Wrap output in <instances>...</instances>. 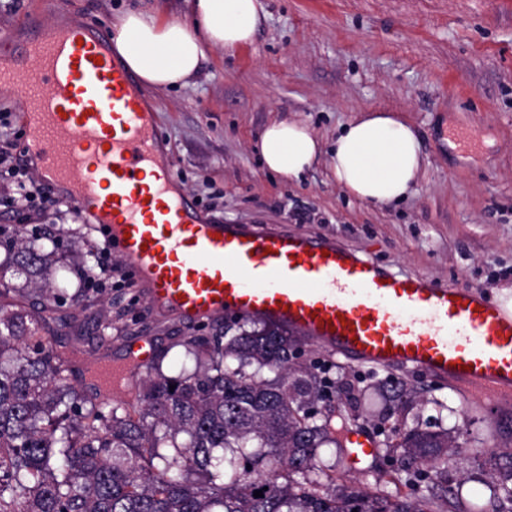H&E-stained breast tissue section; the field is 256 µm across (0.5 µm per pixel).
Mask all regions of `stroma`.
<instances>
[{
  "label": "stroma",
  "instance_id": "stroma-1",
  "mask_svg": "<svg viewBox=\"0 0 512 512\" xmlns=\"http://www.w3.org/2000/svg\"><path fill=\"white\" fill-rule=\"evenodd\" d=\"M267 16L253 41L231 51L206 47L188 85L143 88L157 132L171 149L181 188L214 223L244 224L259 232L321 238L379 262L391 271L424 275L443 285L479 286L491 299L512 295V0H265ZM135 9L165 20L188 15L189 0H61L47 22L74 20L111 29ZM23 94L0 87V147L26 155L19 121ZM366 111L397 115L416 128L424 173L399 203L373 207L343 191L325 160L296 180L269 173L255 145L281 120L307 125L329 151L340 129ZM474 138L460 142L461 134ZM55 226L59 286L80 284L72 242L97 250V225L77 214L22 212L0 199V225ZM80 249V250H81ZM112 260L114 284L91 290L87 306L50 312L45 324L70 380L95 403L136 409L146 369L104 388L99 363L127 365L129 346L147 341L164 354L163 368L193 369L185 342L223 334L229 316L191 321L153 310L141 286ZM74 318L73 328L60 322ZM299 360L329 367L350 386L327 407L335 422L370 432L385 407L377 390L385 377L417 392L422 419L441 422L458 447L448 479L462 485V502L489 512L490 491L474 479L476 450L493 452L512 441V403L487 405L476 393L424 372L380 369L349 361L306 338ZM337 481L375 485L400 463L375 457L351 469L338 449L321 452Z\"/></svg>",
  "mask_w": 512,
  "mask_h": 512
}]
</instances>
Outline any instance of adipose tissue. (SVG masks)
<instances>
[{
  "mask_svg": "<svg viewBox=\"0 0 512 512\" xmlns=\"http://www.w3.org/2000/svg\"><path fill=\"white\" fill-rule=\"evenodd\" d=\"M192 13L189 24L129 10L114 23V50L144 86L187 85L200 68L205 46L232 50L251 43L265 7L262 0H193ZM256 150L270 172L297 179L317 159L320 142L308 126L278 121L264 129ZM327 164L340 187L373 206L405 199L424 172L415 128L376 111L343 128Z\"/></svg>",
  "mask_w": 512,
  "mask_h": 512,
  "instance_id": "1",
  "label": "adipose tissue"
}]
</instances>
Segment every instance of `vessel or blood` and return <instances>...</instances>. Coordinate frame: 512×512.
Instances as JSON below:
<instances>
[{"label": "vessel or blood", "instance_id": "1", "mask_svg": "<svg viewBox=\"0 0 512 512\" xmlns=\"http://www.w3.org/2000/svg\"><path fill=\"white\" fill-rule=\"evenodd\" d=\"M23 28L0 84L24 93L38 179L99 225L156 308L265 319L353 361L409 365L512 399V313L480 287L391 272L307 236L203 221L104 33L36 15Z\"/></svg>", "mask_w": 512, "mask_h": 512}]
</instances>
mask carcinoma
Instances as JSON below:
<instances>
[{
  "mask_svg": "<svg viewBox=\"0 0 512 512\" xmlns=\"http://www.w3.org/2000/svg\"><path fill=\"white\" fill-rule=\"evenodd\" d=\"M49 242L47 229L0 225V512H464L448 482L454 440L420 420L403 382L378 383L391 403L382 445L428 496L336 483L321 449L343 448L341 430L316 405L342 386L298 362L288 329L265 320L191 337L194 369L172 375L155 363L137 411L85 408L40 312L77 305L88 289L59 293ZM487 464L491 512H512V451Z\"/></svg>",
  "mask_w": 512,
  "mask_h": 512,
  "instance_id": "cac0c4a2",
  "label": "carcinoma"
}]
</instances>
